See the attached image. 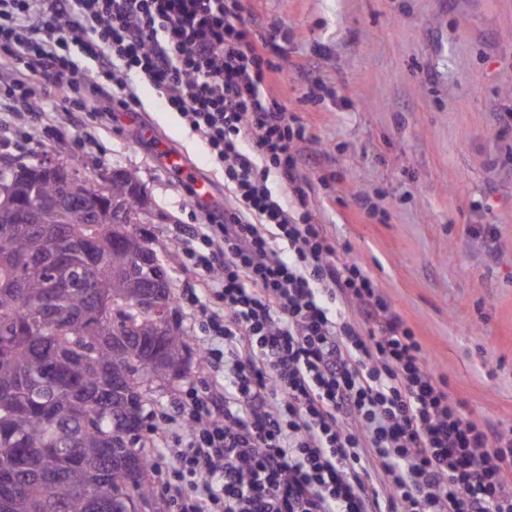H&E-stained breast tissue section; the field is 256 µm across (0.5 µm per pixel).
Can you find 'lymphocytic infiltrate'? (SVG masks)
Listing matches in <instances>:
<instances>
[{"label":"lymphocytic infiltrate","mask_w":512,"mask_h":512,"mask_svg":"<svg viewBox=\"0 0 512 512\" xmlns=\"http://www.w3.org/2000/svg\"><path fill=\"white\" fill-rule=\"evenodd\" d=\"M72 42L112 86L93 118L132 110L137 75L224 165L223 214L180 227L209 295L185 302L211 381L147 426L176 439L174 512H512V432L466 417L373 278L305 214L306 129L261 93L279 65L238 0H0L16 75L0 103L39 112L94 93Z\"/></svg>","instance_id":"lymphocytic-infiltrate-1"}]
</instances>
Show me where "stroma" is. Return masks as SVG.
I'll list each match as a JSON object with an SVG mask.
<instances>
[{"mask_svg":"<svg viewBox=\"0 0 512 512\" xmlns=\"http://www.w3.org/2000/svg\"><path fill=\"white\" fill-rule=\"evenodd\" d=\"M240 3L281 65L263 93L306 128L293 153L312 218L372 276L466 415L512 430V0ZM136 89L137 111L106 126L47 108L40 141L0 143V158L59 161L99 181L136 172L141 229L161 244L173 293L190 292L201 281L180 268L178 227L223 209L224 171L151 87ZM168 152L185 168L162 163ZM190 169L209 183L204 206L184 192ZM174 311L193 356L156 388L153 410L204 376L198 325Z\"/></svg>","mask_w":512,"mask_h":512,"instance_id":"1","label":"stroma"}]
</instances>
